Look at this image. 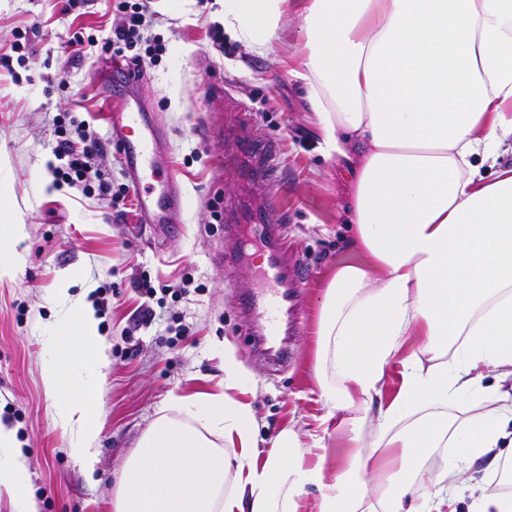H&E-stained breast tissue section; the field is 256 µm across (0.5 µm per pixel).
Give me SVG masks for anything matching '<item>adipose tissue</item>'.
Returning a JSON list of instances; mask_svg holds the SVG:
<instances>
[{"instance_id": "ef3b65f1", "label": "adipose tissue", "mask_w": 512, "mask_h": 512, "mask_svg": "<svg viewBox=\"0 0 512 512\" xmlns=\"http://www.w3.org/2000/svg\"><path fill=\"white\" fill-rule=\"evenodd\" d=\"M288 0H223L224 29L271 48ZM300 61L322 149L347 157L345 213L356 260L326 284L316 328L319 431L287 427L261 451L245 376L224 350V389L175 396L141 436L112 512H450V485L479 459L500 475L476 512H512V414H450L465 400L512 401V0H302ZM42 383L70 456L97 462L93 419L109 361L95 312L58 290ZM423 344L407 350L406 339ZM403 381L391 399L392 364ZM497 386L483 387L486 377ZM341 435L335 475L313 457ZM442 452L443 464L430 458ZM0 489L38 512L26 458L0 424Z\"/></svg>"}]
</instances>
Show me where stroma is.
<instances>
[{
	"label": "stroma",
	"mask_w": 512,
	"mask_h": 512,
	"mask_svg": "<svg viewBox=\"0 0 512 512\" xmlns=\"http://www.w3.org/2000/svg\"><path fill=\"white\" fill-rule=\"evenodd\" d=\"M157 17L144 31L160 41L161 57L143 60L140 93L168 132L160 162L188 201L185 222L172 236L135 230V198L114 145L102 94L105 66L123 69L112 51L122 15L116 0H0V225L22 224L17 250L24 260L0 279V420L15 429L26 455L39 512H112L117 476L143 432L165 414L172 396L214 393L224 378L221 351L231 345L252 387L247 400L257 419L260 449L287 426L303 429L321 416L314 330L324 286L339 263L354 260L350 233L336 208L350 195L348 171L321 150L319 120L302 82L281 62L304 40L301 0L271 49L232 37L210 38L222 25L220 0H153ZM96 44L74 54L75 31ZM247 107L254 130L280 151L281 174L267 188L284 214L288 261L305 275L288 338V366L275 370L256 352L255 320L240 300L256 286L265 249L258 236L241 243L223 215L249 192L236 171L238 110ZM85 123L102 142L95 162L111 185L105 195L57 186L48 165L56 145L54 119ZM224 128L223 191L211 194L208 126ZM223 250V263L213 254ZM78 273L72 293L86 292L108 347L102 386L95 482L67 452L55 423L54 397L41 381L47 330L61 314L55 288L63 273ZM149 278L157 293L137 289Z\"/></svg>",
	"instance_id": "35a3bbf8"
}]
</instances>
